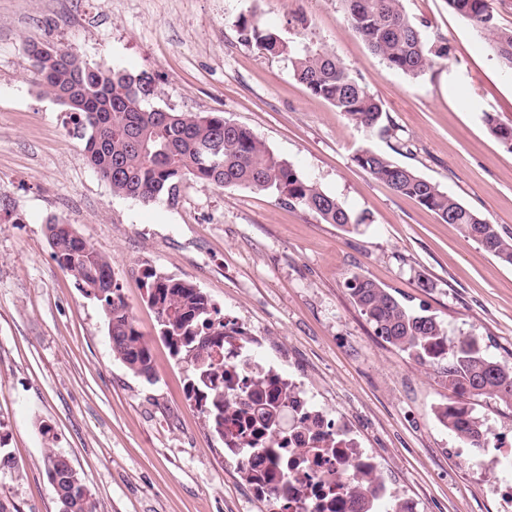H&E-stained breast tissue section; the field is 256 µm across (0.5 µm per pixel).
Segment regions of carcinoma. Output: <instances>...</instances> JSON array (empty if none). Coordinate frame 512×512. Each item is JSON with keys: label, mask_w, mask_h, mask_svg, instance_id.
Returning a JSON list of instances; mask_svg holds the SVG:
<instances>
[{"label": "carcinoma", "mask_w": 512, "mask_h": 512, "mask_svg": "<svg viewBox=\"0 0 512 512\" xmlns=\"http://www.w3.org/2000/svg\"><path fill=\"white\" fill-rule=\"evenodd\" d=\"M341 2L351 29L389 69L418 78L448 57L444 40H429L406 14L402 0ZM447 4L485 38L501 66L512 71V32L497 27L489 0H447ZM239 33L263 53L292 55L297 80L353 125L389 131L381 102L334 55L307 46L297 52L255 19H242ZM27 55L44 93L71 112L85 139L89 162L115 194L151 203L174 196L185 181H203L271 191L283 203L309 210L327 224L346 227L364 222L292 164L276 158L250 129L221 113L144 107L145 99L154 94L152 80L144 74L116 72L104 60L90 65L51 44L31 42ZM484 122L512 151V124L490 113L484 114ZM353 160L375 180L418 200L443 222L460 226L465 238L512 266V234L479 217L438 184L368 147ZM45 229L59 267L80 286L99 292L115 359L134 375L155 380L150 338L140 330L114 282L110 259L56 217L47 219ZM347 288L377 336L416 364L439 369L449 391L448 403L437 410L440 422L467 447H487L484 422L472 416L463 399L482 396L511 405L512 362L487 357L474 337H449L435 316L410 307L366 275L352 276ZM147 302L157 314L160 339L173 357L190 365L189 397L214 432L222 438L224 424L236 427L247 457L259 450L272 459L286 454L288 440L275 439L273 431L276 419L283 416L288 389L272 381L253 386L247 416L235 413V397L224 390L225 339L241 342L242 332L228 326L208 297L184 278L148 274ZM44 468L65 512H98L96 499L66 456L48 449ZM348 474V489L364 494L370 479L355 467Z\"/></svg>", "instance_id": "carcinoma-1"}]
</instances>
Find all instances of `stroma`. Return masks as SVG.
Listing matches in <instances>:
<instances>
[{
    "mask_svg": "<svg viewBox=\"0 0 512 512\" xmlns=\"http://www.w3.org/2000/svg\"><path fill=\"white\" fill-rule=\"evenodd\" d=\"M402 4L450 49L416 79L386 67L340 0H0V443L15 460L0 467V499L58 512L44 470L52 447L98 512H273L189 399V367L157 336L147 303L157 271L192 281L354 428L414 512H512L496 491L512 484V462L489 466L486 450L439 422L448 388L437 369L376 336L346 286L368 275L449 336L476 337L493 358L512 353V267L353 160L364 147L384 153L512 233V151L483 121L512 123V73L446 0ZM245 18L335 55L381 101L390 131L355 127L297 81L287 56L242 41ZM31 41L148 74L146 107L223 113L365 223L327 224L273 193L199 181L150 204L113 194L67 108L34 82ZM51 216L110 258L151 338L156 381L113 356L101 303L52 257ZM466 404L491 441H512V407Z\"/></svg>",
    "mask_w": 512,
    "mask_h": 512,
    "instance_id": "stroma-1",
    "label": "stroma"
}]
</instances>
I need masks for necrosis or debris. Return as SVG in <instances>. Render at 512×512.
<instances>
[{"label": "necrosis or debris", "instance_id": "1", "mask_svg": "<svg viewBox=\"0 0 512 512\" xmlns=\"http://www.w3.org/2000/svg\"><path fill=\"white\" fill-rule=\"evenodd\" d=\"M255 351L250 347H228L224 351V386L242 405H249L250 386L278 378L288 386V412L282 422L281 438L288 441L287 482L279 483L278 512H354L346 488L349 467L370 474L377 501L394 498V490L382 474L372 452L341 420L314 400L304 385L272 364L255 368Z\"/></svg>", "mask_w": 512, "mask_h": 512}]
</instances>
